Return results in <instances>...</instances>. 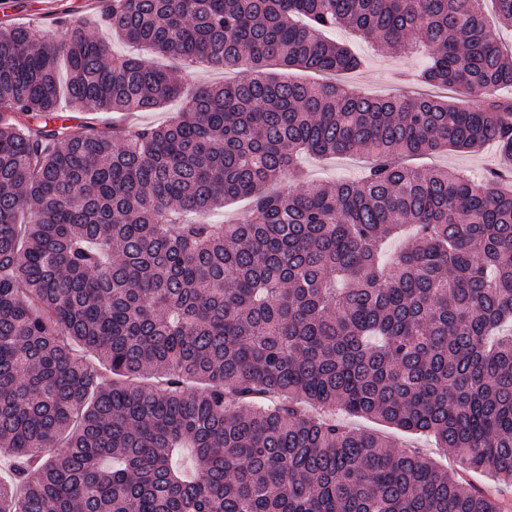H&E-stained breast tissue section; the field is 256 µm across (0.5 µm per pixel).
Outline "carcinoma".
<instances>
[{
	"label": "carcinoma",
	"instance_id": "obj_1",
	"mask_svg": "<svg viewBox=\"0 0 512 512\" xmlns=\"http://www.w3.org/2000/svg\"><path fill=\"white\" fill-rule=\"evenodd\" d=\"M482 2L106 0L121 40L240 69L192 90L86 22L59 44L0 25V512H512L336 419L512 485V174L401 163L488 141L512 161ZM338 26L425 51L412 81L456 97L336 81L362 64ZM179 97L162 126L74 116ZM310 153L373 162L309 186ZM336 417L344 419L351 427L364 430L367 429L381 434H385L407 445L423 448L424 452L429 457L433 458L439 465H441L445 469L447 468L449 471L452 470L458 473L460 477L470 482L477 489H481L483 491L495 495H501L504 498L512 500V487H504L502 485H499L486 475H478L469 472L466 469L465 465H463L458 459L451 455H446L444 451H442L439 448H435L434 442L429 439L413 438L412 436H407L399 431L388 428L382 425L381 423H377L366 419L343 418L342 416L339 415H337Z\"/></svg>",
	"mask_w": 512,
	"mask_h": 512
}]
</instances>
